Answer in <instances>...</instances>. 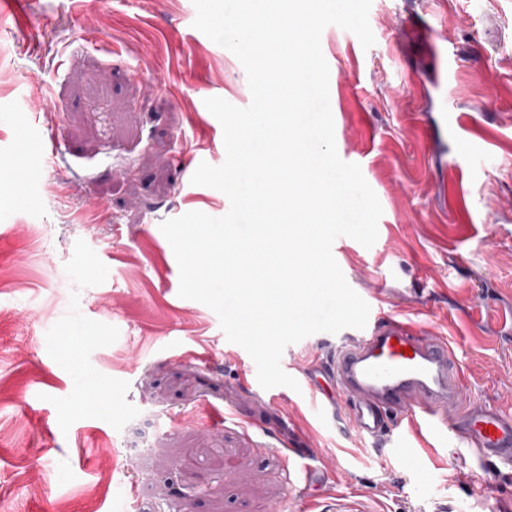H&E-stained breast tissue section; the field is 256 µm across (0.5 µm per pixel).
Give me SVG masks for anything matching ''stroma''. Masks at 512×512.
Returning <instances> with one entry per match:
<instances>
[{"instance_id":"obj_1","label":"stroma","mask_w":512,"mask_h":512,"mask_svg":"<svg viewBox=\"0 0 512 512\" xmlns=\"http://www.w3.org/2000/svg\"><path fill=\"white\" fill-rule=\"evenodd\" d=\"M25 10L0 6V512H512L455 411L429 452L409 420L377 441L341 409L321 427L308 390L263 389L179 296L161 222L230 207L191 182L225 160L204 101L252 100L192 0ZM369 24L367 49L321 36L338 155L383 210L372 247L342 236L333 256L371 317L447 337L468 400L512 407V0H372ZM359 335H311L281 366L303 380ZM283 448L327 479L293 482Z\"/></svg>"}]
</instances>
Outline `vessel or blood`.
<instances>
[{"label":"vessel or blood","mask_w":512,"mask_h":512,"mask_svg":"<svg viewBox=\"0 0 512 512\" xmlns=\"http://www.w3.org/2000/svg\"><path fill=\"white\" fill-rule=\"evenodd\" d=\"M308 384L323 395L319 416L335 417L337 399H345L354 430L372 439L384 434L388 421L408 418L429 429L456 408L468 445L495 466L512 469V410L462 404L455 351L445 337L412 323L376 320L365 336L337 347Z\"/></svg>","instance_id":"obj_1"}]
</instances>
